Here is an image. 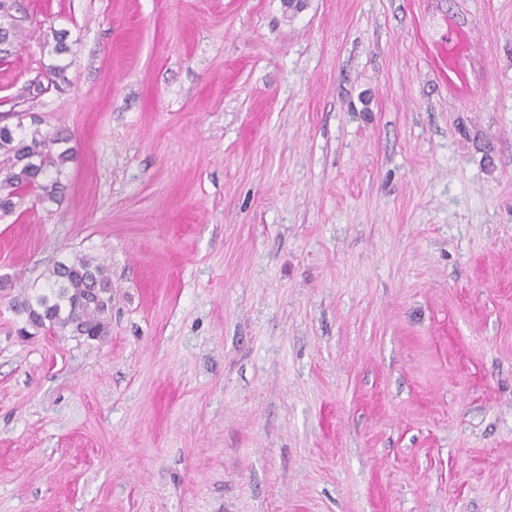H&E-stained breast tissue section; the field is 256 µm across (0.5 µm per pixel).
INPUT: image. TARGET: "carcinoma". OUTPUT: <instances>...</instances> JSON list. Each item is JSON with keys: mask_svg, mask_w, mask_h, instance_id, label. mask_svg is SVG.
Wrapping results in <instances>:
<instances>
[{"mask_svg": "<svg viewBox=\"0 0 512 512\" xmlns=\"http://www.w3.org/2000/svg\"><path fill=\"white\" fill-rule=\"evenodd\" d=\"M17 0H0V47L7 50L21 42L22 28L13 22L10 9ZM68 138L17 131L0 124V212L9 213L26 198L57 200L59 177L72 160ZM112 309V278L104 266L85 256L58 261L48 269L44 285L28 295L18 310L35 328L68 330L75 336H106Z\"/></svg>", "mask_w": 512, "mask_h": 512, "instance_id": "obj_1", "label": "carcinoma"}]
</instances>
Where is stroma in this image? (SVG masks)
<instances>
[{
    "label": "stroma",
    "mask_w": 512,
    "mask_h": 512,
    "mask_svg": "<svg viewBox=\"0 0 512 512\" xmlns=\"http://www.w3.org/2000/svg\"><path fill=\"white\" fill-rule=\"evenodd\" d=\"M18 4L0 512H512V0ZM73 255L104 340L16 312ZM470 49L471 44L467 37L461 32H454L441 45L438 52L442 77L445 80L449 77V85L456 92L464 93L469 90L466 73L459 66L458 58ZM448 72L453 75V78L448 76ZM66 142L61 134H27L20 123L15 129L0 124V212H12L25 198L58 199L62 168L73 158L70 148H60Z\"/></svg>",
    "instance_id": "35a3bbf8"
}]
</instances>
